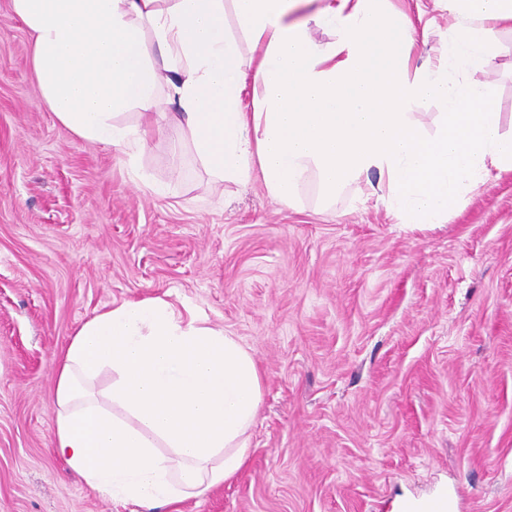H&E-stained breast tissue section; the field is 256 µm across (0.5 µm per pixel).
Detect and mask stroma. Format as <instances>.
<instances>
[{
    "instance_id": "1",
    "label": "stroma",
    "mask_w": 512,
    "mask_h": 512,
    "mask_svg": "<svg viewBox=\"0 0 512 512\" xmlns=\"http://www.w3.org/2000/svg\"><path fill=\"white\" fill-rule=\"evenodd\" d=\"M415 60L459 19L390 0ZM31 38L0 0V512H131L53 452L55 358L98 313L163 298L249 350L262 402L241 469L158 512H399L445 491L512 512V172L433 228L379 188L297 201L216 182L171 129L132 172L40 100ZM486 75L512 132V27ZM152 184L144 190L138 175Z\"/></svg>"
}]
</instances>
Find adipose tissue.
Returning a JSON list of instances; mask_svg holds the SVG:
<instances>
[{"label":"adipose tissue","instance_id":"obj_1","mask_svg":"<svg viewBox=\"0 0 512 512\" xmlns=\"http://www.w3.org/2000/svg\"><path fill=\"white\" fill-rule=\"evenodd\" d=\"M232 3L238 31L224 25ZM384 0H11L31 36L43 104L76 136L136 166L160 88L167 119L221 182L260 178L292 203L308 180L325 195L377 172L406 224H440L467 184L512 171V136L490 107L495 25L512 0H451L461 24L436 64L413 66L410 20ZM332 29L315 43L309 23ZM251 47L243 58L241 42ZM468 80L449 87L448 75ZM251 85L252 113L241 109ZM440 102L441 127L415 105ZM112 382L92 389L102 371ZM261 401L252 354L166 301L99 313L57 360L54 451L91 489L152 507L222 485L243 465ZM418 112V119L424 132L432 134L439 127L443 112L435 103L431 101L421 102L415 109Z\"/></svg>","mask_w":512,"mask_h":512}]
</instances>
